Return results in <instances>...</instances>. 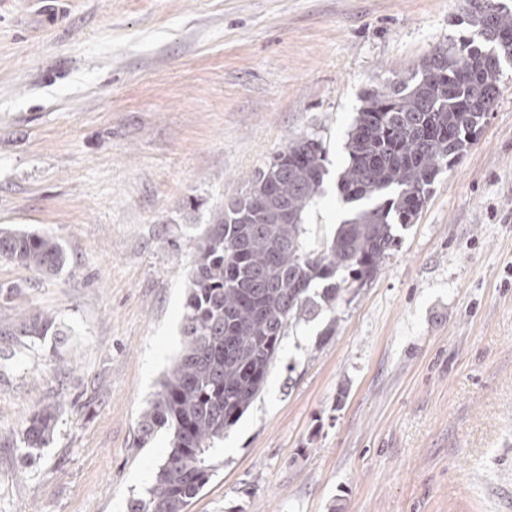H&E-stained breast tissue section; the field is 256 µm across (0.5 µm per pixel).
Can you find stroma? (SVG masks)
Here are the masks:
<instances>
[{"label": "stroma", "mask_w": 512, "mask_h": 512, "mask_svg": "<svg viewBox=\"0 0 512 512\" xmlns=\"http://www.w3.org/2000/svg\"><path fill=\"white\" fill-rule=\"evenodd\" d=\"M466 0H0V228L50 234L47 276L0 258V319L56 316L0 368V512H128L168 450L138 421L180 349L198 238L292 139L328 174L366 93L468 35ZM335 317L284 336L186 512H501L512 480V66L461 161ZM334 335H326L328 322ZM59 407L22 452L30 415ZM57 412V406L48 405L30 417L23 433L25 455L30 454V449L43 448L50 441L55 428Z\"/></svg>", "instance_id": "1"}]
</instances>
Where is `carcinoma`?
<instances>
[{"label":"carcinoma","instance_id":"obj_1","mask_svg":"<svg viewBox=\"0 0 512 512\" xmlns=\"http://www.w3.org/2000/svg\"><path fill=\"white\" fill-rule=\"evenodd\" d=\"M473 33L437 46L383 91L363 97L346 144L337 188L357 204L336 236L307 241L303 214L323 191L326 150L315 134L297 137L260 169L246 193L208 225L196 246L181 320L182 345L139 422V446L167 435L169 450L146 494L129 512H184L209 482L217 443L263 390L290 325L326 313L336 331L345 283H367L397 246L395 225L413 224L437 176L476 140L512 63V7L469 0ZM0 258L40 273L65 264L49 234L0 229ZM60 335L56 318L26 314L0 336ZM58 407L36 411L25 454L52 438Z\"/></svg>","mask_w":512,"mask_h":512}]
</instances>
